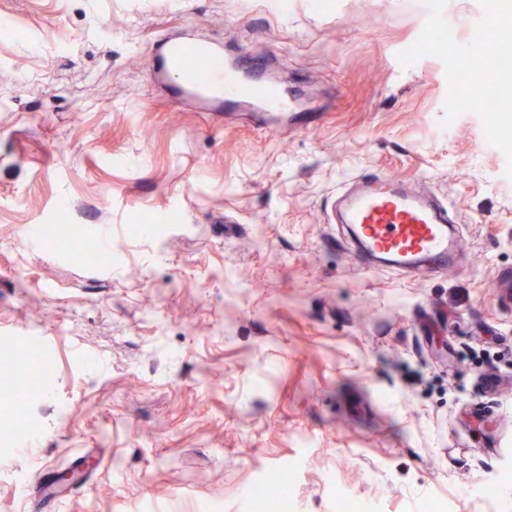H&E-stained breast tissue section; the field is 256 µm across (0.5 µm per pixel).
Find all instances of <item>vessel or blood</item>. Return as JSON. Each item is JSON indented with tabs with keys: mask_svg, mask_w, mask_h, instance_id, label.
I'll list each match as a JSON object with an SVG mask.
<instances>
[{
	"mask_svg": "<svg viewBox=\"0 0 512 512\" xmlns=\"http://www.w3.org/2000/svg\"><path fill=\"white\" fill-rule=\"evenodd\" d=\"M152 70L156 80L172 81L177 96L205 107H246L263 117L292 107L287 93L249 60H224L222 48L197 39L167 41ZM450 220L446 204L385 174L354 177L337 194L336 221L347 226L349 245L372 269H455L460 240Z\"/></svg>",
	"mask_w": 512,
	"mask_h": 512,
	"instance_id": "obj_1",
	"label": "vessel or blood"
}]
</instances>
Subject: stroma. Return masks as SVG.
<instances>
[{
    "instance_id": "stroma-1",
    "label": "stroma",
    "mask_w": 512,
    "mask_h": 512,
    "mask_svg": "<svg viewBox=\"0 0 512 512\" xmlns=\"http://www.w3.org/2000/svg\"><path fill=\"white\" fill-rule=\"evenodd\" d=\"M488 0H0V344L50 340L36 399L0 423V512H512V137L449 108L451 55ZM245 53L305 109L175 103L160 44ZM461 219L456 270L367 269L336 223L359 175ZM77 243L31 248L59 219ZM102 269L74 252L100 247Z\"/></svg>"
}]
</instances>
